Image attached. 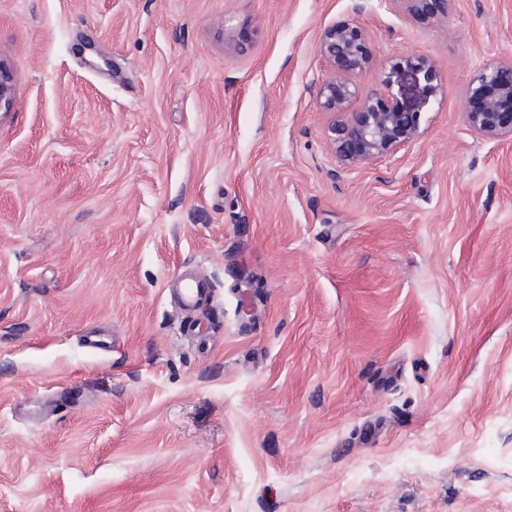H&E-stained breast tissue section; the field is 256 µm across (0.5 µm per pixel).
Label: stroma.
<instances>
[{
	"instance_id": "obj_1",
	"label": "stroma",
	"mask_w": 512,
	"mask_h": 512,
	"mask_svg": "<svg viewBox=\"0 0 512 512\" xmlns=\"http://www.w3.org/2000/svg\"><path fill=\"white\" fill-rule=\"evenodd\" d=\"M341 20L349 111L435 72L355 166ZM0 59V512H512V140L463 101L512 0H0ZM318 50L333 68V75L318 90L323 111L334 116L347 112L349 102L358 94L356 79L368 67L363 33L352 22H336L321 35ZM432 79V66L423 58L393 65L383 82L397 86L395 98L366 97L357 112L328 125V139L341 161L356 165L391 153L413 138L420 112L430 103ZM15 78L12 68L0 60V112H10L15 96ZM209 291L210 284L204 276L197 275L184 278L181 281L180 303L186 308L193 307L206 298Z\"/></svg>"
}]
</instances>
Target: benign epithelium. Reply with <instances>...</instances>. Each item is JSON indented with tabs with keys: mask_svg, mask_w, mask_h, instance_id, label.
<instances>
[{
	"mask_svg": "<svg viewBox=\"0 0 512 512\" xmlns=\"http://www.w3.org/2000/svg\"><path fill=\"white\" fill-rule=\"evenodd\" d=\"M409 14L430 7L448 11L449 0H398ZM320 55L333 68V75L321 84L318 96L323 111L347 112L358 94L357 77L368 67L363 33L352 22L339 21L320 37ZM433 70L423 58H407L391 67L385 76L387 87L397 86L395 98L379 96L363 100L358 111L331 122L327 127L330 143L347 165H356L398 149L417 132L420 112L430 103ZM15 78L12 68L0 61V112L13 107ZM466 117L472 131L487 139L512 138V62L481 69L464 91Z\"/></svg>",
	"mask_w": 512,
	"mask_h": 512,
	"instance_id": "7a95c632",
	"label": "benign epithelium"
}]
</instances>
